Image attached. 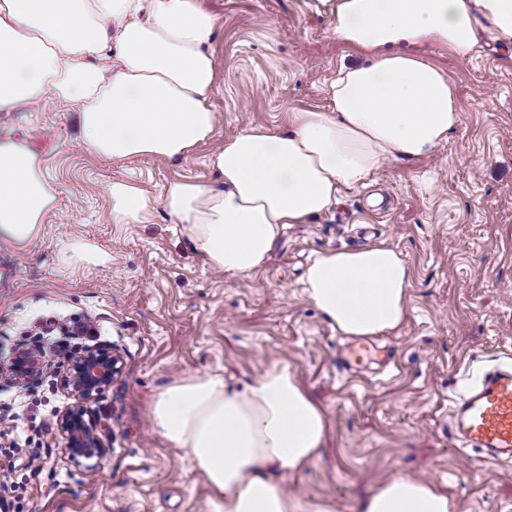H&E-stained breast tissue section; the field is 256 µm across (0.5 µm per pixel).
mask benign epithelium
Returning a JSON list of instances; mask_svg holds the SVG:
<instances>
[{"label":"benign epithelium","mask_w":512,"mask_h":512,"mask_svg":"<svg viewBox=\"0 0 512 512\" xmlns=\"http://www.w3.org/2000/svg\"><path fill=\"white\" fill-rule=\"evenodd\" d=\"M48 361L26 349L17 353L11 367L0 370V379L23 387L47 370ZM123 357L118 345L97 344L63 361V377L75 403L59 418V428L71 457L102 460L106 447L100 437V420L88 409L121 372Z\"/></svg>","instance_id":"1"}]
</instances>
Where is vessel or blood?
Here are the masks:
<instances>
[{
	"mask_svg": "<svg viewBox=\"0 0 512 512\" xmlns=\"http://www.w3.org/2000/svg\"><path fill=\"white\" fill-rule=\"evenodd\" d=\"M451 433L464 446L481 449L495 459L512 458V366L485 375L458 402Z\"/></svg>",
	"mask_w": 512,
	"mask_h": 512,
	"instance_id": "vessel-or-blood-1",
	"label": "vessel or blood"
}]
</instances>
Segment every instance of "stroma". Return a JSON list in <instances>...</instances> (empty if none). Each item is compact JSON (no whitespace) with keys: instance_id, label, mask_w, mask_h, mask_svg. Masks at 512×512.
Here are the masks:
<instances>
[{"instance_id":"obj_1","label":"stroma","mask_w":512,"mask_h":512,"mask_svg":"<svg viewBox=\"0 0 512 512\" xmlns=\"http://www.w3.org/2000/svg\"><path fill=\"white\" fill-rule=\"evenodd\" d=\"M214 18V135L187 157L128 165L88 153L76 104L0 112V140L25 142L59 187L41 234L0 242V356L37 327L93 322L96 342L123 350L124 368L93 402L108 454L73 460L59 430H34L42 470L23 512H210L211 492L183 449L156 434L150 403L191 375L239 390L285 366L323 408L322 455L284 487L295 512H355L384 481L418 476L444 489L453 512H512V461L459 451L454 401L497 364H512V51L466 59L432 47L462 121L425 157L393 160L343 189L329 212L290 225L267 265L247 276L212 270L165 211L150 224L107 215L113 180L153 195L173 179L220 187L206 157L251 124L286 129L297 109L327 112L341 65L365 63L338 42L334 20L307 0H198ZM94 249L71 263L63 246ZM386 245L410 270L408 316L372 337L376 356L341 360L355 339L304 296L316 253Z\"/></svg>"}]
</instances>
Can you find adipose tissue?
I'll use <instances>...</instances> for the list:
<instances>
[{"label":"adipose tissue","instance_id":"adipose-tissue-1","mask_svg":"<svg viewBox=\"0 0 512 512\" xmlns=\"http://www.w3.org/2000/svg\"><path fill=\"white\" fill-rule=\"evenodd\" d=\"M338 41L363 53L329 87L332 109L288 115V130L254 125L208 158L217 189L169 182L152 196L116 179V224L150 223L164 208L204 262L231 275L263 267L283 230L328 212L342 187L363 183L387 161L433 152L462 115L448 76L417 54L437 43L470 57L481 34L512 47V0H316ZM211 16L197 0H0V111L52 98L79 106L90 153L126 164L174 161L211 139L217 75ZM57 187L36 153L0 141V240L39 235ZM307 298L347 336L397 329L411 286L400 255L383 245L317 253ZM153 430L184 449L212 492V512H293L283 478L323 449L326 415L284 367L243 390L193 375L153 401ZM356 512H452L448 494L410 476L383 482Z\"/></svg>","mask_w":512,"mask_h":512}]
</instances>
